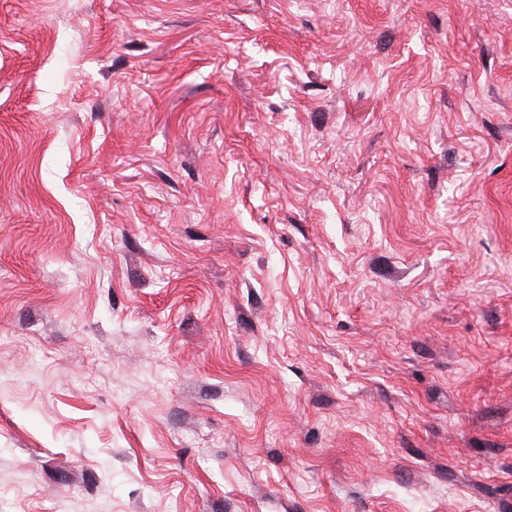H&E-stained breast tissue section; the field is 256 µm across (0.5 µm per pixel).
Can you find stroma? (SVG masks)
<instances>
[{
  "label": "stroma",
  "instance_id": "35a3bbf8",
  "mask_svg": "<svg viewBox=\"0 0 512 512\" xmlns=\"http://www.w3.org/2000/svg\"><path fill=\"white\" fill-rule=\"evenodd\" d=\"M0 512H512V0H0Z\"/></svg>",
  "mask_w": 512,
  "mask_h": 512
}]
</instances>
